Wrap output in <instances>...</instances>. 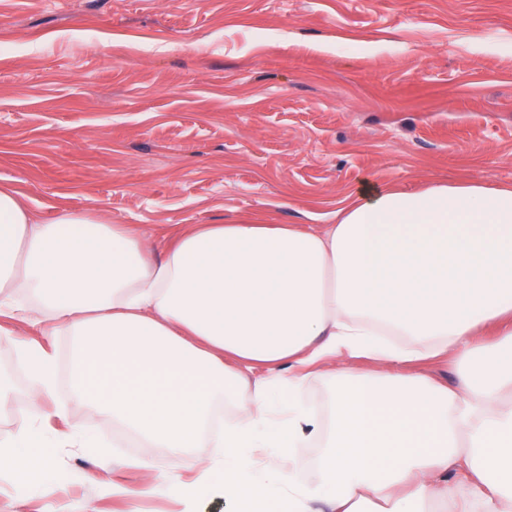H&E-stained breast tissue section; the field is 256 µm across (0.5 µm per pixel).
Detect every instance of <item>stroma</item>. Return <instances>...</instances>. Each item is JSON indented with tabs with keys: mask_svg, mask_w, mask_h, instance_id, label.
I'll use <instances>...</instances> for the list:
<instances>
[{
	"mask_svg": "<svg viewBox=\"0 0 512 512\" xmlns=\"http://www.w3.org/2000/svg\"><path fill=\"white\" fill-rule=\"evenodd\" d=\"M512 186V0H0V185L44 221L333 224L379 189ZM12 407L40 417L17 340ZM104 440L60 448L72 504L122 512L131 460L163 449L72 410ZM112 461L102 470L100 458Z\"/></svg>",
	"mask_w": 512,
	"mask_h": 512,
	"instance_id": "35a3bbf8",
	"label": "stroma"
}]
</instances>
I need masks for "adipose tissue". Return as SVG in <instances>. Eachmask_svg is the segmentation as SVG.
Segmentation results:
<instances>
[{
  "label": "adipose tissue",
  "instance_id": "obj_1",
  "mask_svg": "<svg viewBox=\"0 0 512 512\" xmlns=\"http://www.w3.org/2000/svg\"><path fill=\"white\" fill-rule=\"evenodd\" d=\"M0 318L40 326L20 346L47 405L0 474L42 481L55 449L86 447L66 421L91 407L183 461L188 482L137 467L184 512L209 488L224 512H512V188H387L316 230L189 224L160 257L145 231L42 223L0 188ZM448 356L455 385L415 369ZM314 380L333 386L322 413L295 399ZM220 401L235 414L215 432Z\"/></svg>",
  "mask_w": 512,
  "mask_h": 512
}]
</instances>
